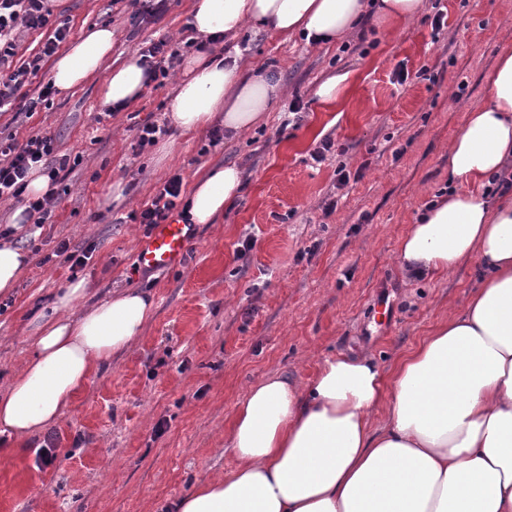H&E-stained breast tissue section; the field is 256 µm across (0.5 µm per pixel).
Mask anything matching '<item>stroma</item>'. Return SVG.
<instances>
[{"label": "stroma", "mask_w": 512, "mask_h": 512, "mask_svg": "<svg viewBox=\"0 0 512 512\" xmlns=\"http://www.w3.org/2000/svg\"><path fill=\"white\" fill-rule=\"evenodd\" d=\"M73 35L111 26L113 57L164 37L190 38L191 0H169L159 22H133L112 0H52ZM444 25L433 29L435 12ZM243 75L275 71L288 88L264 124L210 146L208 129L169 125L174 80L150 84L127 109L97 122L99 79L32 116L0 113V133H43L78 162L40 235L21 237L30 264L0 307V384L32 352L24 325L70 276L60 242L94 245L82 271L90 301L132 286L151 292L152 319L127 350L95 374L50 430L56 458L40 464L35 435L0 449V512H166L234 459L224 434L252 383L284 373L307 383L324 358L370 353L385 368L462 311L477 280L467 263L442 277L402 269L398 242L431 194L448 185V142L485 96L512 49V0H442L416 20L333 45L274 32L235 39ZM350 76L348 94L316 97L328 77ZM299 102V121L284 111ZM169 130L136 149L137 124ZM333 148L313 159L323 140ZM243 168L244 188L217 224H201L179 265L139 266L143 225L131 220L173 175L191 187L215 165ZM254 246L244 249L245 239Z\"/></svg>", "instance_id": "1"}]
</instances>
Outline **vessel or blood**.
Wrapping results in <instances>:
<instances>
[{"mask_svg":"<svg viewBox=\"0 0 512 512\" xmlns=\"http://www.w3.org/2000/svg\"><path fill=\"white\" fill-rule=\"evenodd\" d=\"M194 236V225L175 218L156 225L142 241L137 260L150 269L173 267L186 256Z\"/></svg>","mask_w":512,"mask_h":512,"instance_id":"1","label":"vessel or blood"}]
</instances>
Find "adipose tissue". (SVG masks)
<instances>
[{"mask_svg":"<svg viewBox=\"0 0 512 512\" xmlns=\"http://www.w3.org/2000/svg\"><path fill=\"white\" fill-rule=\"evenodd\" d=\"M424 0H192L204 36L245 26L306 43L345 38L368 15L398 24ZM114 33L81 34L51 70L58 92L101 78L103 107L146 90L137 56L112 60ZM284 93L268 73L243 77L239 53L188 56L171 122L191 133L223 114L225 129L257 127ZM512 171V51L487 95L448 144V190L433 196L399 241L404 269L443 276L473 262L478 285L392 371L370 356L325 358L305 385L267 375L251 385L224 435L234 465L195 485L174 512H512V196L485 184ZM242 189L233 165L195 180L190 216L215 224ZM81 279L62 288L32 328L34 351L0 388V439L17 444L55 425L89 379L141 336L152 294L135 287L87 304Z\"/></svg>","mask_w":512,"mask_h":512,"instance_id":"adipose-tissue-1","label":"adipose tissue"}]
</instances>
